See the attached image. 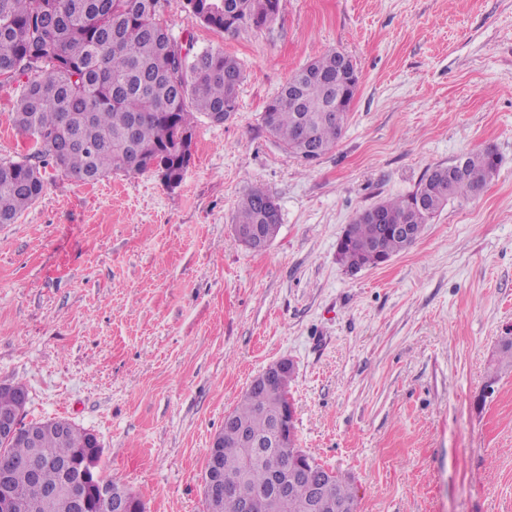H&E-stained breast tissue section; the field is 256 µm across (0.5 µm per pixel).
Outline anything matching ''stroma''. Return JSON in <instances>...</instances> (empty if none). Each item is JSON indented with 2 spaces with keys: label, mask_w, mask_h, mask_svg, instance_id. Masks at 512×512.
<instances>
[{
  "label": "stroma",
  "mask_w": 512,
  "mask_h": 512,
  "mask_svg": "<svg viewBox=\"0 0 512 512\" xmlns=\"http://www.w3.org/2000/svg\"><path fill=\"white\" fill-rule=\"evenodd\" d=\"M161 0L171 34L243 69L238 110L199 119L180 187L42 170V196L0 224V383L23 422L94 433L103 475L146 512H203L212 439L269 364L294 367L297 444L357 491V512H512V0H280L233 36ZM338 50L359 90L313 165L260 116L290 75ZM0 86V160L30 141ZM494 145L495 177L417 241L358 273L336 259L357 214L428 168ZM281 223L265 251L234 235L251 188ZM493 393H486L487 383Z\"/></svg>",
  "instance_id": "35a3bbf8"
}]
</instances>
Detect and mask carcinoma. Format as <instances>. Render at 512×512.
Listing matches in <instances>:
<instances>
[{"mask_svg":"<svg viewBox=\"0 0 512 512\" xmlns=\"http://www.w3.org/2000/svg\"><path fill=\"white\" fill-rule=\"evenodd\" d=\"M160 0H0V84L27 77L12 122L43 158L64 175L95 183L117 172L140 174L155 168L183 178L182 130L194 131L197 116L221 122L238 109L239 62L221 49L206 48L179 58L178 40L160 18ZM280 0H186L188 18L233 36L242 28L261 29L278 15ZM359 87L355 63L340 51L328 52L295 71L261 115L265 129L306 164L329 153L340 139ZM464 173L448 166L429 168L405 197L377 204L379 217L360 212L336 249L346 268L373 266L415 243L425 224L448 202L477 197L495 175L498 162L486 150L460 157ZM45 190L37 164L0 161V224H12ZM272 196L254 187L241 199L240 231L259 228L276 236L280 218L269 209ZM23 385L0 394V412L24 411ZM281 401L275 390L247 388L232 411L238 425L224 427V478L247 486L292 465L291 457L269 451L249 466L250 452L240 427L271 440ZM36 443L20 437L0 453V473L8 475L14 512H108L99 495L79 484L91 448L90 432L50 421L31 422ZM34 457L38 477L17 464ZM333 503L357 506L352 484L338 476L328 487ZM259 512H317L305 493L287 497L268 492Z\"/></svg>","mask_w":512,"mask_h":512,"instance_id":"obj_1","label":"carcinoma"}]
</instances>
